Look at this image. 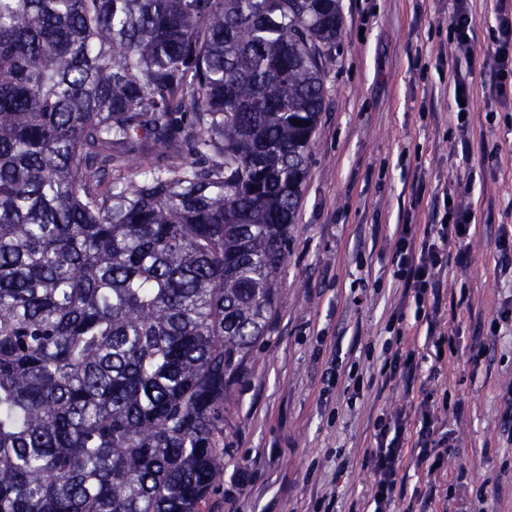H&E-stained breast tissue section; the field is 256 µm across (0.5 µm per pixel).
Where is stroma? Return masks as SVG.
<instances>
[{
  "label": "stroma",
  "mask_w": 512,
  "mask_h": 512,
  "mask_svg": "<svg viewBox=\"0 0 512 512\" xmlns=\"http://www.w3.org/2000/svg\"><path fill=\"white\" fill-rule=\"evenodd\" d=\"M341 9L278 310L233 386L224 485L204 512H373V422L400 410L414 428L422 400L381 376L383 349L397 341L432 351L413 318L402 338L387 328L404 293L394 232L411 224L424 234L445 190L468 196L477 232L467 265L449 262L444 275L451 351L429 387L465 411L440 414L452 437L438 468L403 466L395 512L429 488L433 512H512V269L497 249L501 230L512 231V104L478 96L472 151L453 155L455 103L435 65L448 48L451 0H341ZM495 15L496 0H478L474 65L485 74ZM480 344L486 356L471 364Z\"/></svg>",
  "instance_id": "35a3bbf8"
}]
</instances>
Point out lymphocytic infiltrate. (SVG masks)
<instances>
[{"instance_id":"1","label":"lymphocytic infiltrate","mask_w":512,"mask_h":512,"mask_svg":"<svg viewBox=\"0 0 512 512\" xmlns=\"http://www.w3.org/2000/svg\"><path fill=\"white\" fill-rule=\"evenodd\" d=\"M474 0H454L448 43L450 50L439 59L440 67L453 76L454 87L460 88L465 101L456 111L458 130H466L471 122L470 102L477 87L472 68L475 24ZM497 49L495 66L489 85L501 101L512 99V0H496V27L492 30ZM436 221L424 236H417L412 225H398L395 233L393 275L403 282L419 308L424 309L426 336L435 349H442V339L435 336V316L439 311L440 277L449 258L465 262L464 244L473 237L475 215L470 201L443 193L436 199ZM433 391H426L420 404V427L413 436L403 433L402 419H377L374 424L375 446L369 453L374 473L372 500L374 512H390L403 487L399 473L405 460L423 465L430 459H441L448 435L440 426L434 406Z\"/></svg>"}]
</instances>
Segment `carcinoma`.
<instances>
[{
	"label": "carcinoma",
	"instance_id": "cac0c4a2",
	"mask_svg": "<svg viewBox=\"0 0 512 512\" xmlns=\"http://www.w3.org/2000/svg\"><path fill=\"white\" fill-rule=\"evenodd\" d=\"M342 25L340 0H0V512L224 485Z\"/></svg>",
	"mask_w": 512,
	"mask_h": 512
}]
</instances>
